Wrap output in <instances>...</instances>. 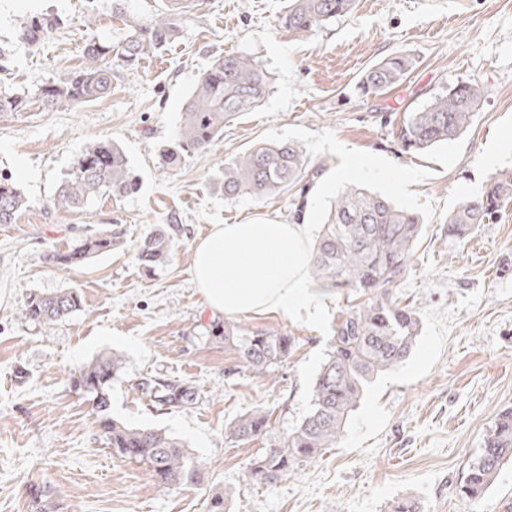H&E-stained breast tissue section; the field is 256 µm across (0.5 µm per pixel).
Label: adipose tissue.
I'll list each match as a JSON object with an SVG mask.
<instances>
[{
	"label": "adipose tissue",
	"mask_w": 512,
	"mask_h": 512,
	"mask_svg": "<svg viewBox=\"0 0 512 512\" xmlns=\"http://www.w3.org/2000/svg\"><path fill=\"white\" fill-rule=\"evenodd\" d=\"M301 224H215L194 246L192 277L212 311L227 316L317 307Z\"/></svg>",
	"instance_id": "obj_1"
}]
</instances>
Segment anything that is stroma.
<instances>
[{"label": "stroma", "mask_w": 512, "mask_h": 512, "mask_svg": "<svg viewBox=\"0 0 512 512\" xmlns=\"http://www.w3.org/2000/svg\"><path fill=\"white\" fill-rule=\"evenodd\" d=\"M175 0H0V95L36 93L78 69L90 38L116 42L131 21L168 11ZM286 0H184L180 36L163 51L121 69L106 97L44 111L31 102L0 113V178L27 199L16 223L0 224V512H31L28 488L47 491L59 512H206L230 492V512H389L410 497L421 512H507L512 463L478 508L458 497L497 416L512 409V203L464 238L448 235V212L496 173L512 174V0H357L355 10L310 34L281 30ZM59 21L38 45L18 41L30 15ZM243 53L272 76L261 105L225 125L202 155L174 172L159 154L180 123L199 74L213 57ZM410 56L412 70L376 97L359 81L373 64ZM476 80L488 95L467 130L421 153L402 151L404 112L444 87ZM117 142L140 176L137 194L54 208L56 189L90 141ZM293 141L324 165L304 221L317 233L342 189L360 184L424 220L410 265L395 290L421 321L402 366L380 373L336 447L275 481L252 478L255 457L276 447L310 409L344 295L315 288L316 316L261 312L231 317L250 332L285 333L296 347L269 373L241 368L236 351L207 336L214 321L191 278L193 249L215 224L291 223V192L267 200L225 198L226 161L261 143ZM373 158L377 170L349 167ZM176 224L173 260L150 270L137 243L153 225ZM112 230V251L63 271L49 257L83 237ZM77 289L82 305L46 327L23 318L32 294ZM124 361L112 385L111 414L166 431L201 465L196 486L162 492L146 467L116 456L100 439L74 373L105 353ZM190 382L194 405L176 409L131 390L135 377ZM262 407L270 425L248 442L225 439L224 424Z\"/></svg>", "instance_id": "obj_1"}]
</instances>
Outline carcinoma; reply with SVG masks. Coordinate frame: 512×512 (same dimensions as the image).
I'll use <instances>...</instances> for the list:
<instances>
[{"label":"carcinoma","mask_w":512,"mask_h":512,"mask_svg":"<svg viewBox=\"0 0 512 512\" xmlns=\"http://www.w3.org/2000/svg\"><path fill=\"white\" fill-rule=\"evenodd\" d=\"M356 0H288L279 26L293 33H312L329 21L353 12ZM57 25L50 17L34 16L17 33L19 41L33 46ZM182 29V13L169 11L138 23L131 22L118 46L92 39L83 48L84 65L60 81L39 89L45 108L96 101L112 88V73L164 49ZM413 60L394 55L368 69L360 83L367 95H378L402 81ZM270 88V75L261 60L241 53L215 57L199 75L188 96L173 140L160 152V165L170 171L185 157L208 152L224 134V125L253 111ZM486 88L464 82L434 93L427 102L405 113L397 132L403 151L423 153L460 137L482 104ZM28 105L19 96L0 97V112H21ZM324 166L312 164L292 142L259 145L224 163L221 187L224 197L239 194L270 198L285 190L299 189L293 218L301 224L305 194ZM140 189V177L124 150L114 142L93 140L86 144L57 189L53 203L59 210L76 211L94 198L107 194L115 199ZM512 199V178L495 176L480 195L466 198L448 213V234L462 236L476 224H488L499 208ZM27 201L7 178H0V224H13ZM422 230L420 218L396 206L388 197L357 187H346L331 204L309 253L310 278L322 288H347L366 295L361 303L347 302L333 326L329 352L320 366L311 391V409L275 448L252 463L251 475L262 480L289 474L333 448L357 409L367 387L382 372L401 366L412 352L420 320L407 306L395 302L393 288L413 256ZM176 229L173 224L151 228L138 244V259L148 268L169 262ZM112 251V232H97L66 252H55V267L74 269L87 260ZM78 292L34 294L22 306V316L46 327L77 311ZM211 334L236 348L242 367L254 374L270 372L295 347V337L241 330L214 322ZM123 359L103 354L73 377L74 387L93 402L96 427L112 453L148 467L161 491L188 487L198 482L197 460L186 445L162 430L132 427L110 414L112 381ZM134 389L161 407L182 408L194 404L197 391L190 383L165 375L135 379ZM268 423V412L253 410L224 423L228 440L250 441ZM512 462V410L502 412L484 441L456 494L478 502L493 484L499 470Z\"/></svg>","instance_id":"cac0c4a2"}]
</instances>
